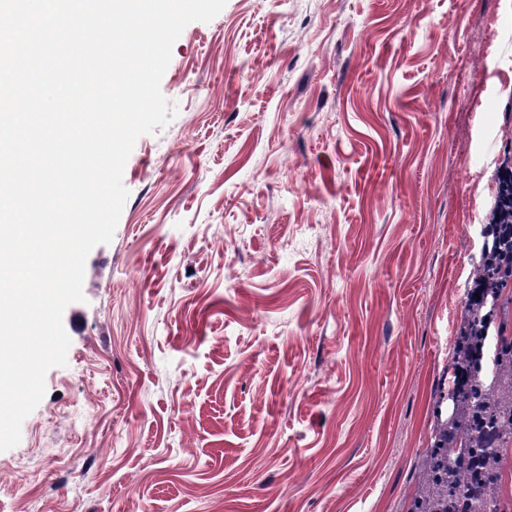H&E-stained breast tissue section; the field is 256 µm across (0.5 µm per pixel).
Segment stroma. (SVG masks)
Here are the masks:
<instances>
[{
  "label": "stroma",
  "mask_w": 512,
  "mask_h": 512,
  "mask_svg": "<svg viewBox=\"0 0 512 512\" xmlns=\"http://www.w3.org/2000/svg\"><path fill=\"white\" fill-rule=\"evenodd\" d=\"M510 11L227 0L188 24L0 512H407L512 152ZM494 183L496 185L495 193L490 205L489 213L486 219L487 224L485 227L486 237H492V249L495 245L498 233L494 224L498 222L496 221V218L498 217L497 205L499 189L504 184L512 185V158L510 154L508 158H504L496 166L494 171Z\"/></svg>",
  "instance_id": "35a3bbf8"
}]
</instances>
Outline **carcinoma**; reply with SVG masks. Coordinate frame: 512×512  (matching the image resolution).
<instances>
[{
	"mask_svg": "<svg viewBox=\"0 0 512 512\" xmlns=\"http://www.w3.org/2000/svg\"><path fill=\"white\" fill-rule=\"evenodd\" d=\"M474 274L494 291L512 281V223ZM485 340L477 343L473 379L455 397L454 437L437 424L431 445L416 464V489L407 512H503V449L512 446V338L498 339L485 379Z\"/></svg>",
	"mask_w": 512,
	"mask_h": 512,
	"instance_id": "1",
	"label": "carcinoma"
}]
</instances>
